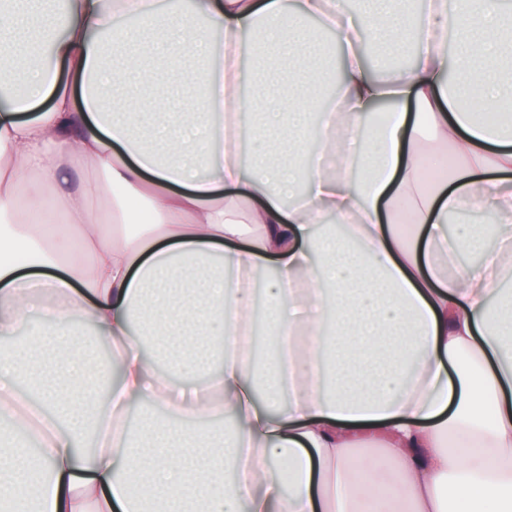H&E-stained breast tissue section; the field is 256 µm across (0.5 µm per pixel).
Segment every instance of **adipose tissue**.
Listing matches in <instances>:
<instances>
[{
  "label": "adipose tissue",
  "mask_w": 512,
  "mask_h": 512,
  "mask_svg": "<svg viewBox=\"0 0 512 512\" xmlns=\"http://www.w3.org/2000/svg\"><path fill=\"white\" fill-rule=\"evenodd\" d=\"M468 5L297 0L342 52L326 105L266 81L275 55L326 78L284 0L0 9V335L40 310L0 350V512H512V36ZM463 210L494 240L449 232ZM135 401L164 417L130 431Z\"/></svg>",
  "instance_id": "adipose-tissue-1"
}]
</instances>
